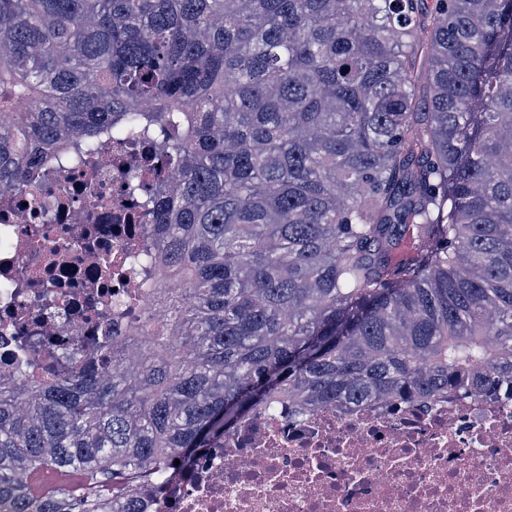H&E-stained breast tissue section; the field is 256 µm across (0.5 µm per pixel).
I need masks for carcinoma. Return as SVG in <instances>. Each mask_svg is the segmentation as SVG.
<instances>
[{
    "label": "carcinoma",
    "instance_id": "1",
    "mask_svg": "<svg viewBox=\"0 0 512 512\" xmlns=\"http://www.w3.org/2000/svg\"><path fill=\"white\" fill-rule=\"evenodd\" d=\"M113 135L172 168L182 288L0 383L13 512H140L256 413L512 384V0H0V194Z\"/></svg>",
    "mask_w": 512,
    "mask_h": 512
}]
</instances>
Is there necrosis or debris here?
Wrapping results in <instances>:
<instances>
[{"instance_id": "4bbe7bcc", "label": "necrosis or debris", "mask_w": 512, "mask_h": 512, "mask_svg": "<svg viewBox=\"0 0 512 512\" xmlns=\"http://www.w3.org/2000/svg\"><path fill=\"white\" fill-rule=\"evenodd\" d=\"M104 164L45 166L38 209L0 195V374L26 364L22 335L52 366L70 336L125 335L154 313L141 286L152 243L128 193L129 151ZM144 512H512V398L339 405L261 413L143 495Z\"/></svg>"}]
</instances>
